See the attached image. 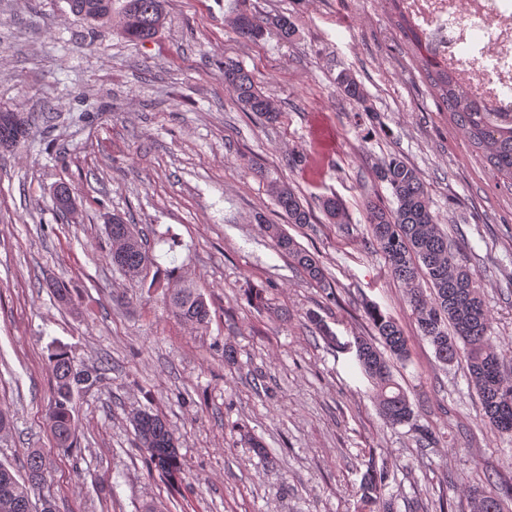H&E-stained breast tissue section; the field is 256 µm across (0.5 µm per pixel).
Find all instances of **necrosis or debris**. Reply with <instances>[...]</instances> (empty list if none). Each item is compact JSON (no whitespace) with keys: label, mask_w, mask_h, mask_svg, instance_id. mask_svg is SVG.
Listing matches in <instances>:
<instances>
[{"label":"necrosis or debris","mask_w":512,"mask_h":512,"mask_svg":"<svg viewBox=\"0 0 512 512\" xmlns=\"http://www.w3.org/2000/svg\"><path fill=\"white\" fill-rule=\"evenodd\" d=\"M470 94L512 112V0H404Z\"/></svg>","instance_id":"necrosis-or-debris-1"}]
</instances>
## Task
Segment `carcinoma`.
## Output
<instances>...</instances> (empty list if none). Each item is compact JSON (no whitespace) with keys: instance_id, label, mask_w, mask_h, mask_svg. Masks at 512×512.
<instances>
[{"instance_id":"cac0c4a2","label":"carcinoma","mask_w":512,"mask_h":512,"mask_svg":"<svg viewBox=\"0 0 512 512\" xmlns=\"http://www.w3.org/2000/svg\"><path fill=\"white\" fill-rule=\"evenodd\" d=\"M390 3L400 31L418 52L421 71L439 109L448 110L450 119L484 167L512 189V112H494L487 103L465 93L458 73L438 60L419 28L406 15L403 0ZM68 4L74 15L88 23L112 19V0H68ZM163 4L164 0H126L121 34L140 42L155 38L165 23ZM231 24L245 41L257 42L268 35L288 43L297 34L294 22L283 14L271 17L242 9L235 13ZM224 86L241 111L267 122L279 118L275 100L257 88L251 74L239 62L224 60ZM336 92L355 104L366 100L363 86L348 72L338 75ZM27 133L28 123L22 116L17 122L0 121V148L16 145ZM376 178L387 185L395 206L390 208L379 200H367L365 222L388 271L403 284L422 336L433 346L438 361L448 364L460 358L466 360L469 382L477 392L486 427L494 435L512 436V379L502 374L501 348L488 335L490 313L480 285L439 228L421 174L393 157L376 169ZM269 191L288 223H312V210L291 186L273 182ZM319 208L329 223H345L344 204L336 195L321 197ZM258 222L277 249L288 255L311 282L319 288H331L315 255L302 248L281 225L267 224L261 217ZM106 230L113 242L122 243L120 249L109 250L112 266L131 277L156 267L150 287L166 284V299L173 314L191 325L201 327L208 323L209 307L201 291L184 279L179 268L155 266L141 234L132 225L114 217L106 224ZM422 277L430 290L428 295L420 288ZM366 315L390 355L406 359L407 339L399 323L374 304L367 305ZM355 344L356 359L371 380L373 400L382 418L390 425L408 422L412 416L410 401L395 379L390 359L368 339L358 337ZM48 364L53 382L50 432L57 447L69 450L77 443L75 395L97 384L102 372L97 367L76 363L70 350L61 345L51 351ZM133 426L141 447L148 449L150 464L170 486L182 484L177 439L167 423L157 414L143 412L134 416ZM47 477L44 457L35 449L27 454L23 475L0 463V512H32L31 497L40 493ZM386 479V471L373 470L360 485L362 498L372 506V512H393L392 499L384 493ZM471 504V512H506L503 496L495 490L471 496Z\"/></svg>"}]
</instances>
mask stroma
I'll list each match as a JSON object with an SVG mask.
<instances>
[{"mask_svg":"<svg viewBox=\"0 0 512 512\" xmlns=\"http://www.w3.org/2000/svg\"><path fill=\"white\" fill-rule=\"evenodd\" d=\"M123 3L91 27L67 0H0V108L31 126L0 150V408L11 416L0 462L18 469L40 450L57 512H364L362 478L382 468L396 512H426L442 493L469 512L471 490L512 483V440L484 427L465 361H437L366 233L364 201L392 200L375 170L401 158L482 284L512 377V190L438 111L385 0H166V23L145 43L121 36ZM243 7L286 14L295 40L239 39L230 20ZM228 57L274 98L276 122L238 109L224 87ZM345 70L366 90L363 107L336 92ZM297 153L304 163L289 165ZM272 181L312 207L336 194L346 223H286ZM61 186L76 218L53 205ZM108 214L147 234L159 266L193 280L206 327L112 267ZM260 215L318 255L334 297L276 249ZM54 281L72 305L53 297ZM255 289L263 306L249 300ZM369 301L408 339L396 376L413 417L395 427L347 348L371 333ZM58 344L105 367L75 399L80 445L68 452L48 427L47 355ZM144 410L178 440L180 489L137 446L131 420ZM424 429L433 443L419 442Z\"/></svg>","mask_w":512,"mask_h":512,"instance_id":"1","label":"stroma"}]
</instances>
